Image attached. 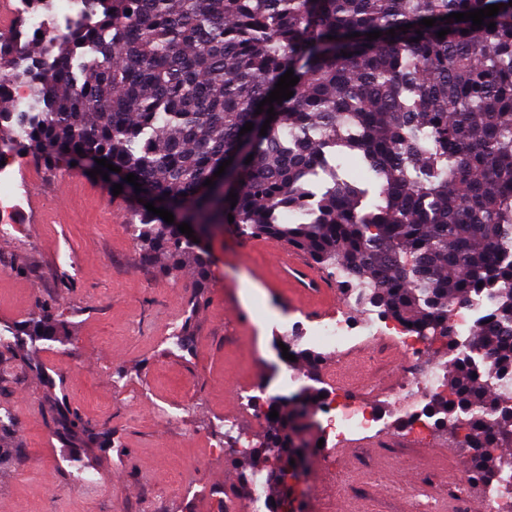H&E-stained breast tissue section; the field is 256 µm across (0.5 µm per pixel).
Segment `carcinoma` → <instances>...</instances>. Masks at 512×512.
I'll list each match as a JSON object with an SVG mask.
<instances>
[{"mask_svg":"<svg viewBox=\"0 0 512 512\" xmlns=\"http://www.w3.org/2000/svg\"><path fill=\"white\" fill-rule=\"evenodd\" d=\"M511 1L89 0L91 21L53 46L57 67L30 63L43 56L40 42L0 34V70L32 104L17 111L0 95V140L46 164L105 158L120 167L112 183L122 185L141 260L163 256L173 276L193 267V311L210 273L200 241L232 227L342 269L357 304L420 337L448 336L451 303L495 291L475 342L494 370L512 373V260L497 254L512 239ZM491 4L500 10L479 29L445 19ZM425 18L436 23L419 24ZM373 31L384 35L370 41ZM290 68L294 95L273 103L262 136L268 106L258 115L257 105ZM248 122L253 129L239 135ZM338 143L372 169L378 203L370 210L360 187L319 167ZM130 173L141 192L124 181ZM147 202L171 211L174 223ZM183 222L194 237L179 231ZM3 335L17 337L10 349L63 346L69 324L47 304L21 325L0 326ZM45 388L61 439L88 454L109 442L68 411L61 384L48 378ZM317 396L303 385L272 397L279 417L268 420L260 450L276 449L272 466L242 456V480L263 485L275 501L269 512H279L287 478L318 447L304 438ZM510 396L461 360L423 413L437 429L482 430V450L468 433L461 441L473 482L496 481L512 494V457L493 454L512 447V406L501 402Z\"/></svg>","mask_w":512,"mask_h":512,"instance_id":"1","label":"carcinoma"}]
</instances>
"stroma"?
I'll list each match as a JSON object with an SVG mask.
<instances>
[{"instance_id": "1", "label": "stroma", "mask_w": 512, "mask_h": 512, "mask_svg": "<svg viewBox=\"0 0 512 512\" xmlns=\"http://www.w3.org/2000/svg\"><path fill=\"white\" fill-rule=\"evenodd\" d=\"M13 155L31 194L14 233L0 237V325L24 321L46 300L68 320L70 336L63 347H27L37 370L0 371V406L15 417L9 444L19 453L0 471V512H244L240 470L216 444L263 442L258 414L267 395L306 382V367L286 369L279 344L300 342L292 321L312 327L321 315L279 280L271 240L223 230L207 242L210 286L191 311V268L172 278L162 263H143L125 227L126 203L106 183L64 158L46 166L21 150ZM187 317L195 336L182 352L169 337ZM398 370L391 355L362 388L383 422L352 441L354 460L343 458L352 442L332 438L322 464L368 512H402L403 492L363 487L361 468L403 473L413 495L438 499L451 495L448 475L465 456L457 438L435 428L392 446L403 425ZM48 375L61 380L69 411L111 433V448L88 457L57 437L43 398ZM168 404L173 419H156L155 406ZM80 457L99 482L79 481L70 462Z\"/></svg>"}]
</instances>
